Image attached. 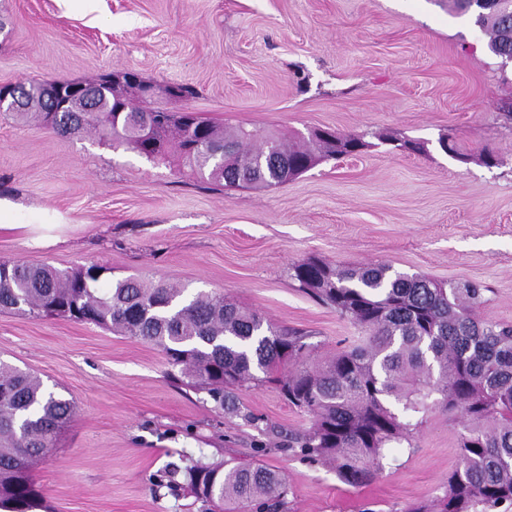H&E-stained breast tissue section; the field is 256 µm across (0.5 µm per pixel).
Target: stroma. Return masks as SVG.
<instances>
[{
	"label": "stroma",
	"instance_id": "obj_1",
	"mask_svg": "<svg viewBox=\"0 0 512 512\" xmlns=\"http://www.w3.org/2000/svg\"><path fill=\"white\" fill-rule=\"evenodd\" d=\"M487 42L448 0H0V84L133 70L197 92L157 106L226 126L424 145L380 143L279 186L227 189L188 175L178 156L154 164L0 112V198L18 204L20 223L0 230V259L98 264L108 284L134 276L224 296L304 335L309 368L361 335L289 278L309 257L478 281L481 316L512 323V62ZM445 135L457 154L442 149ZM41 234L56 244L30 245ZM0 361L74 403L31 470L53 512H202L167 467L229 458L280 473L283 512H405L441 494L458 460L461 427L438 409L377 479L344 484L282 449V433L311 418L276 384L236 389L264 420L252 425L173 385L159 348L94 324L0 312Z\"/></svg>",
	"mask_w": 512,
	"mask_h": 512
}]
</instances>
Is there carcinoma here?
I'll list each match as a JSON object with an SVG mask.
<instances>
[{
    "mask_svg": "<svg viewBox=\"0 0 512 512\" xmlns=\"http://www.w3.org/2000/svg\"><path fill=\"white\" fill-rule=\"evenodd\" d=\"M473 12L489 34V52L512 59V0H449ZM26 86L28 102L12 113L36 117L57 133L81 136L93 129L99 142L124 146L153 163L176 151L191 174L226 188L277 186L289 163L329 159L347 144H370L334 134L316 148L287 145L259 130L220 127L197 112L179 117L143 101L130 84L122 102L107 112H46L39 92ZM127 111H117L118 105ZM150 108L151 135L143 137L142 113ZM106 268L75 270L0 261V311L90 321L114 333L157 346L171 367L170 380L207 392L214 407L239 412L232 390L274 382L312 425L288 434L287 448L334 466L351 486L372 482L385 468L389 449L412 445L422 424L417 415L437 406L455 414L462 431L459 462L443 493L412 503L405 512H498L512 507V325L477 315L482 285H444L386 264L334 267L319 259L293 263L290 276L311 296L333 307L365 333L363 342L309 369L278 377L286 362H301L304 337L277 327L222 295L187 294L175 285H148L136 277L100 286ZM72 402L29 372L0 362V512H51L30 476L31 461L55 447L72 419ZM185 478L196 500L275 512L287 485L259 463L197 462Z\"/></svg>",
    "mask_w": 512,
    "mask_h": 512,
    "instance_id": "1",
    "label": "carcinoma"
}]
</instances>
